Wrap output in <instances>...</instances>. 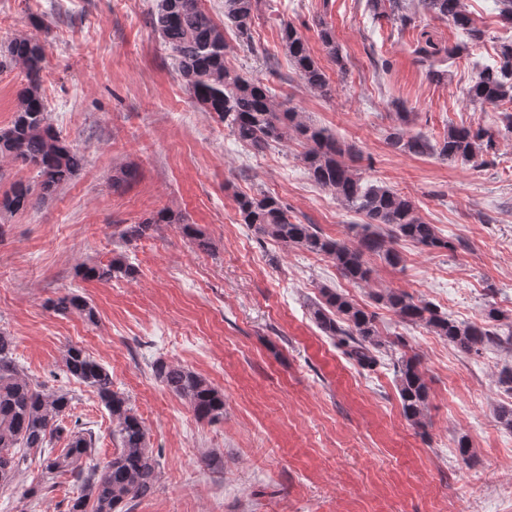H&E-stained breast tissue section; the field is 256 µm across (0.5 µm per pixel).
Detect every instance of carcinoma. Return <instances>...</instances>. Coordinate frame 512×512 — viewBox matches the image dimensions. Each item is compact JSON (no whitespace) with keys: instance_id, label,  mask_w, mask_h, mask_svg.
I'll use <instances>...</instances> for the list:
<instances>
[{"instance_id":"cac0c4a2","label":"carcinoma","mask_w":512,"mask_h":512,"mask_svg":"<svg viewBox=\"0 0 512 512\" xmlns=\"http://www.w3.org/2000/svg\"><path fill=\"white\" fill-rule=\"evenodd\" d=\"M375 14L391 17L404 30L414 19L403 13L404 0H367ZM422 8L467 30L473 41L484 32L474 26L463 0H420ZM256 0H224V25H219L204 10L199 0H156L151 25L165 49L175 61L177 73L197 103L214 112L230 128L236 139L255 153L288 140L300 142L301 159L313 181L332 192L345 206L362 214L355 240L349 244L332 239L314 224L297 220L278 197L260 193L240 195L236 199L240 221L249 224L265 238L287 249H300L329 259L339 274L353 283H367L372 269L365 256L377 254L389 264L401 261L394 244L411 241L430 250L453 251L455 242L439 236L432 224L418 214L414 202L386 185L362 179L346 162L352 146L306 120L304 113L282 107L273 99L270 88L261 80L243 76L225 64L229 45L225 31H231L245 43L251 36ZM319 38L326 54L345 74L346 63L333 32L320 30ZM282 46L295 73L304 86L325 95L329 80L298 30L289 23L281 28ZM499 61L481 70L475 80L462 90L472 103L498 107L512 104V41L500 46ZM44 48L38 40L16 36L0 55V67L13 66L24 73L25 83L17 93L10 126L0 129V158L27 167L35 173L34 181H16L0 196V211L31 209L69 181L81 169L84 156L67 142L49 122L48 106L41 93ZM398 126L387 140L402 153L438 156L450 161L469 162L495 154L494 135L485 127L450 126L442 139L433 141L423 135H410L405 126L409 113H398ZM158 224H179L195 248L202 252L212 243L192 224L163 209L136 224L118 230L124 243L152 237ZM137 267L122 254L105 263L82 269L89 280H132ZM320 298L309 306L311 320L330 338L342 354L361 368L377 364L382 350L397 345L382 336L375 313L353 302L346 294L328 287L319 289ZM375 301L392 311L406 324L423 326L448 341L458 351L470 354L485 347L512 346V322L504 325L503 313L492 307L487 324L459 322L434 304L418 301L404 291L385 289L375 293ZM60 314L76 313L89 323L95 322V309L82 297L65 294L50 301ZM67 373L92 387L112 418V434L119 442L101 474L86 480L80 495L68 512H128V504L154 492L159 462L148 446L147 432L129 399L114 390L112 373L70 346L64 354ZM402 412L415 428L423 425L429 388L419 363L402 355L394 364ZM155 377L193 409L200 419L224 417V395L205 377L181 365L159 361ZM72 397L63 390L47 391L32 384L18 369L14 359L13 337L0 331V481L11 479L18 467L16 448L39 449L43 458V478L52 481L60 475H81V462L91 453L92 437L79 425L65 426ZM66 439V446L52 448L55 440Z\"/></svg>"}]
</instances>
